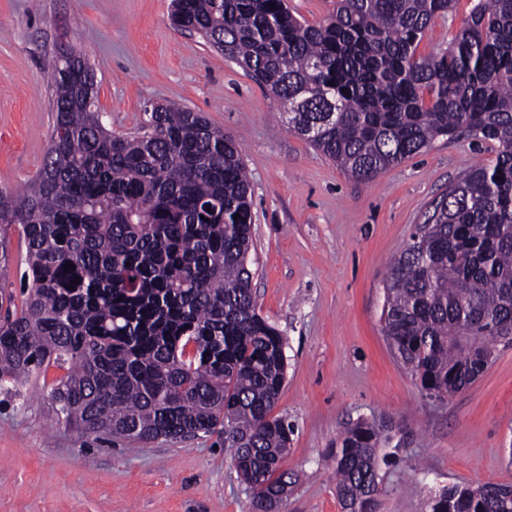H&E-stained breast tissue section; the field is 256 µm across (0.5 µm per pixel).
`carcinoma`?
I'll use <instances>...</instances> for the list:
<instances>
[{
  "label": "carcinoma",
  "mask_w": 512,
  "mask_h": 512,
  "mask_svg": "<svg viewBox=\"0 0 512 512\" xmlns=\"http://www.w3.org/2000/svg\"><path fill=\"white\" fill-rule=\"evenodd\" d=\"M455 2L336 0L315 24L288 0H173L171 13L266 87L354 182L439 138L492 143L493 157L463 171L388 267L385 336L439 401L512 336V0H477L448 49L417 54ZM52 80L43 163L23 196L0 191V226L22 229L27 292L0 321V393L23 397L52 363L65 370L55 413L81 434H217L255 512H279L291 484L290 428L273 415L286 359L251 288L242 144L203 113L162 104L146 110L142 135L115 134L86 103L97 96L86 59L55 62ZM467 330L474 352L459 344ZM387 431L359 421L336 438L341 512H377ZM426 512H512V485L446 486Z\"/></svg>",
  "instance_id": "cac0c4a2"
}]
</instances>
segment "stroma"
<instances>
[{"mask_svg": "<svg viewBox=\"0 0 512 512\" xmlns=\"http://www.w3.org/2000/svg\"><path fill=\"white\" fill-rule=\"evenodd\" d=\"M457 0L421 41L440 52L468 18ZM171 0H0V189L25 191L52 125L51 71L72 46L92 67L105 126L136 135L144 109L172 103L237 137L253 185L252 287L284 338L286 376L274 409L292 428L284 467L294 483L280 512H341L330 452L359 420L391 425L379 512H425L453 484H512V344L467 389L429 398L382 332L386 263L486 142L437 139L425 152L349 180L290 130L276 103L202 38L175 29ZM13 261L0 285L21 310L19 225L0 228ZM48 366L23 400L0 395V512H252L218 436L105 442L58 420Z\"/></svg>", "mask_w": 512, "mask_h": 512, "instance_id": "obj_1", "label": "stroma"}]
</instances>
